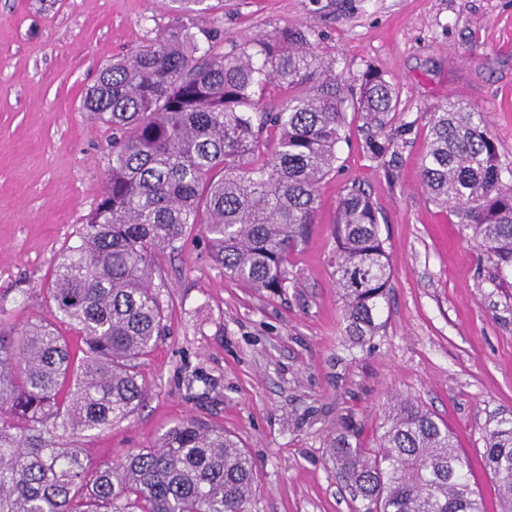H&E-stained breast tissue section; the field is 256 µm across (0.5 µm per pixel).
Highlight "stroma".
Returning <instances> with one entry per match:
<instances>
[{
  "label": "stroma",
  "instance_id": "35a3bbf8",
  "mask_svg": "<svg viewBox=\"0 0 512 512\" xmlns=\"http://www.w3.org/2000/svg\"><path fill=\"white\" fill-rule=\"evenodd\" d=\"M173 0H0V321L49 317L46 288L105 187L112 131L80 109L112 57L164 33ZM217 49L286 29L336 58L343 82L374 69L396 84L394 146L373 159L356 116L338 169L278 296L225 276L203 234L162 256L166 327L145 358L146 395L126 419L82 437L106 465L195 417L235 435L256 465L248 512H352L329 448L348 431L374 447L392 398L447 423L488 512L486 430L512 416V275L433 203L420 175L434 112L482 111L512 160V0H224L198 14ZM370 194L390 255L384 332L349 348L331 265L332 218L346 184Z\"/></svg>",
  "mask_w": 512,
  "mask_h": 512
}]
</instances>
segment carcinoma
<instances>
[{"label":"carcinoma","instance_id":"carcinoma-1","mask_svg":"<svg viewBox=\"0 0 512 512\" xmlns=\"http://www.w3.org/2000/svg\"><path fill=\"white\" fill-rule=\"evenodd\" d=\"M174 2L172 26L112 59L83 101L112 128V159L79 243L64 248L46 288L53 317L84 340L82 357L49 319L0 324V512H247L255 464L222 427L184 419L153 447L95 468L78 435L143 401L139 360L165 329L156 254L178 250L197 225L225 274L279 294L316 223L319 185L336 171L348 109L362 121L371 157L389 151L384 132L400 100L384 75L368 69L358 84L340 83L336 60L299 30L221 53L211 30L193 31L207 0ZM271 87L288 98L260 112ZM421 176L432 202L505 278L512 161L481 112L450 103L433 113ZM332 238L343 333L363 347L385 326L392 267L377 210L355 183L338 201ZM382 429L376 448H354L345 435L332 441L353 512H485L445 423L396 398ZM485 442L500 512H512V418L497 421Z\"/></svg>","mask_w":512,"mask_h":512}]
</instances>
